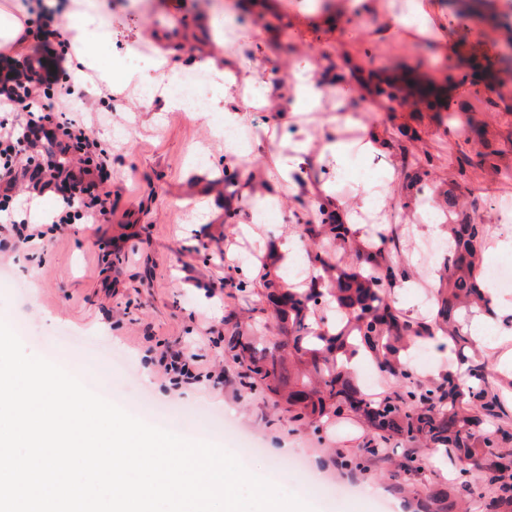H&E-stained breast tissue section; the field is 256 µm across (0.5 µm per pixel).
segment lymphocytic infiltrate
I'll return each instance as SVG.
<instances>
[{
	"label": "lymphocytic infiltrate",
	"instance_id": "f902f5d3",
	"mask_svg": "<svg viewBox=\"0 0 512 512\" xmlns=\"http://www.w3.org/2000/svg\"><path fill=\"white\" fill-rule=\"evenodd\" d=\"M35 69L36 60L32 57L21 63L8 62L6 67L0 68V112H26L33 125L38 123L39 113L62 114L63 119L57 125L61 134L57 141L58 151L60 156L77 154L80 168L72 171L60 163V156L50 158L33 182L31 190L39 195L58 188L63 180L72 182V192L62 195L49 227L24 220L15 221L12 210L0 207V223L12 225L18 245L26 247L44 241L48 232L62 231L66 225L79 220L94 224L112 211L110 193L103 188L107 176L97 160L98 147L90 136L91 129L84 120L67 115L68 98L72 94L70 74L59 67L48 71L45 76L47 87L41 90L35 85ZM42 153L39 137L19 138L14 127L0 121V189H15L19 180L17 163L20 156L31 158ZM157 364L170 377L173 386L180 389L192 386L217 389L224 383L222 367L204 362L201 355L187 347L171 353L160 352Z\"/></svg>",
	"mask_w": 512,
	"mask_h": 512
}]
</instances>
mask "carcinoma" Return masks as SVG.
Segmentation results:
<instances>
[{"mask_svg": "<svg viewBox=\"0 0 512 512\" xmlns=\"http://www.w3.org/2000/svg\"><path fill=\"white\" fill-rule=\"evenodd\" d=\"M452 246L445 258L437 292L438 320L431 328L411 321L388 300V287L400 277L384 248L353 247L351 226L304 224L301 236H324L319 252L309 256L319 274L306 288H291L279 275L266 273L262 287L272 305L279 335L262 346L249 336L232 332L224 338L233 359L243 368V385H258L282 396L292 419L320 430L323 419L351 412L372 432L366 452L378 456L382 444L403 448V467L411 474L425 468L422 448H442L454 461L457 478L452 487L426 489L419 498L421 512H456L459 503L475 496V484L489 488L481 496L483 512H512V425L502 420L495 431L483 428L499 406L500 387L485 364L476 362L464 375L448 372L441 382L428 385L403 361L408 343L434 338L433 330L448 342L463 347L470 339L460 332L457 312L468 305L488 302L480 277L487 228L461 213L448 225ZM328 298L336 301L340 319L325 328L315 317ZM288 341L299 369L291 382L283 357ZM370 354L380 377L393 388L377 402L368 399L345 367V356Z\"/></svg>", "mask_w": 512, "mask_h": 512, "instance_id": "obj_1", "label": "carcinoma"}]
</instances>
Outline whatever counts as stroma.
Segmentation results:
<instances>
[{
  "label": "stroma",
  "instance_id": "1",
  "mask_svg": "<svg viewBox=\"0 0 512 512\" xmlns=\"http://www.w3.org/2000/svg\"><path fill=\"white\" fill-rule=\"evenodd\" d=\"M407 0H330L328 10L310 0H98L106 40L98 64L128 56L131 68L145 69L156 52H165L167 71L208 69L211 85L202 117L170 109L164 98L144 103L133 87L115 81L104 89L93 69L81 72L70 105L86 114L92 135L104 149L111 173L106 183L112 212L95 224H70L45 249L18 248L0 224V319L29 334L28 353L64 363L83 377L107 383L113 400L128 386L137 388V405L161 415L165 427L184 438L214 443L231 451L255 447L252 474L266 477L283 470L279 486L311 507L324 498L325 485L365 489L362 497H336L329 512H376L370 499L379 494L383 512H419L417 499L398 486H451L447 461L420 474L397 471L392 460L364 453L368 429L354 417L331 418L320 431L300 425L272 406L262 389L243 387L240 365L222 341L232 332L274 335L259 281L265 271L291 277L296 265L306 273L310 241H303L295 265H267L271 247L300 234L299 224L315 220L309 202L328 197L339 216L360 204V183L382 180L381 205L388 214L391 262L404 272L389 298L410 320L431 321L438 272L448 241L432 235L425 211L447 223L455 211L471 212L489 225L483 264L512 258L501 243L512 240V223L503 224L497 201L512 200V66L497 61L512 41V0H496L498 28L459 13L456 0H421L428 32L418 36L388 30L393 16L405 13ZM493 66L496 110L473 106L468 82H456L451 109L391 106L383 97L357 87L337 105L342 80L350 74L369 78L407 64L421 78L439 79L441 65L472 62ZM313 64L328 93L310 115L282 110L292 101V73ZM249 72L240 95L225 96L228 74ZM251 105L247 126L254 149L229 158L216 129L225 111ZM479 140H467L469 128ZM369 137L381 151L360 157L350 151L336 160L328 145ZM307 140L306 164L297 177L280 173L294 142ZM480 150V165L460 170L463 146ZM205 163L191 161L195 151ZM420 180L407 186L404 170ZM328 194H321L320 184ZM271 197L278 223L254 224L258 199ZM436 248L422 257L418 243ZM244 279L247 289L227 294L224 276ZM212 327V341L203 338ZM159 349L197 347L206 359L224 366L221 392L174 388L147 356L143 343Z\"/></svg>",
  "mask_w": 512,
  "mask_h": 512
}]
</instances>
